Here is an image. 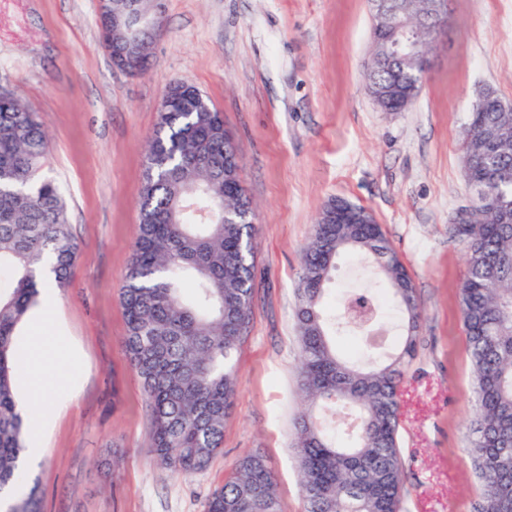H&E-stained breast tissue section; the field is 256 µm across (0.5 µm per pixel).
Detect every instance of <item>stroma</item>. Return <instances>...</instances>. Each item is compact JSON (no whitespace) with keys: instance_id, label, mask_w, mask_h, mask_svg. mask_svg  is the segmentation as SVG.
I'll use <instances>...</instances> for the list:
<instances>
[{"instance_id":"1","label":"stroma","mask_w":512,"mask_h":512,"mask_svg":"<svg viewBox=\"0 0 512 512\" xmlns=\"http://www.w3.org/2000/svg\"><path fill=\"white\" fill-rule=\"evenodd\" d=\"M153 64L112 65L98 0H0V86L50 138L43 171L60 187L78 259L59 291L60 332L84 363L75 396L34 464L43 512H205L238 460L264 455L280 512H304L293 419L302 406L296 288L321 205L369 207L406 266L421 311L399 445L405 512H471L479 483L466 424L474 375L459 308L465 246L448 229L471 201L463 127L485 89L512 104V0H448L445 29L414 103L382 111L364 73L368 0H160ZM224 114L256 210L251 316L223 450L181 479L150 452L151 416L125 349L120 288L137 233L147 138L171 81ZM376 280L336 261L326 307Z\"/></svg>"}]
</instances>
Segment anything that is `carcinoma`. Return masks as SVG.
I'll return each mask as SVG.
<instances>
[{
	"label": "carcinoma",
	"instance_id": "1",
	"mask_svg": "<svg viewBox=\"0 0 512 512\" xmlns=\"http://www.w3.org/2000/svg\"><path fill=\"white\" fill-rule=\"evenodd\" d=\"M372 31L369 87H390L408 67H389ZM494 92L477 101L463 129L471 186L491 194L482 224H455L465 244L459 304L474 373L475 410L467 425L480 481L473 512H512V112ZM197 104L164 102L148 140L138 231L121 287L125 347L152 417V452L178 477L205 469L220 452L224 420L238 392L234 356L249 320L254 225L243 223L246 195L224 198V118ZM49 140L36 113L12 94L0 97V492L25 473V425L16 406L17 326L39 295L37 264L55 258L58 285L75 266L77 246L59 187L40 175ZM343 253L373 258L402 314L395 352L366 363L341 358L330 332L345 317L327 315L325 286ZM296 368L303 410L293 422L305 512H404L405 470L398 443L401 380L416 352L420 312L406 267L380 224H323L316 218L298 280ZM384 294L353 292L376 311ZM353 409L343 444L319 412ZM275 477L264 458L243 456L208 498L206 512H279ZM9 512H41L38 484Z\"/></svg>",
	"mask_w": 512,
	"mask_h": 512
}]
</instances>
